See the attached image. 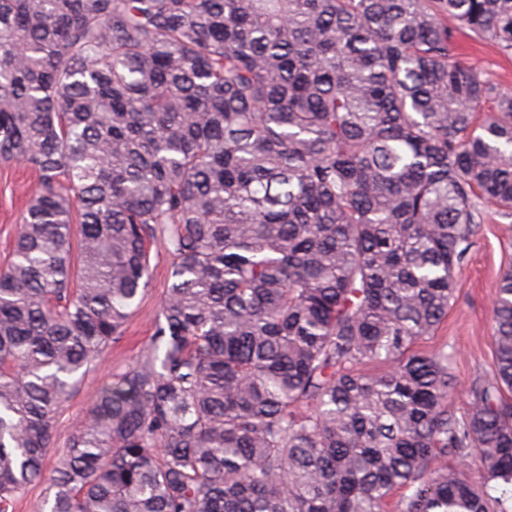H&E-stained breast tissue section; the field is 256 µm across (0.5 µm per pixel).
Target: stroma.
<instances>
[{
  "label": "stroma",
  "instance_id": "stroma-1",
  "mask_svg": "<svg viewBox=\"0 0 512 512\" xmlns=\"http://www.w3.org/2000/svg\"><path fill=\"white\" fill-rule=\"evenodd\" d=\"M460 58L486 73L502 89L512 90V56L474 42L458 33ZM37 183L30 168L17 162L0 163V268L12 258L18 226ZM151 280L138 309L129 319L124 335L103 353L90 372L71 393L61 409L51 447L65 448L91 404L98 387L111 373L133 362L155 331V318L168 284L170 257L161 242L149 245ZM512 266V218L490 216L477 228L473 245L458 276L457 290L448 317L437 339L456 352L453 373L457 387L451 407L464 412L472 379L488 370L493 360L492 300L499 275Z\"/></svg>",
  "mask_w": 512,
  "mask_h": 512
}]
</instances>
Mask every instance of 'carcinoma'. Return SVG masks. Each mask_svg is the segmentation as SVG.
Listing matches in <instances>:
<instances>
[{"instance_id": "cac0c4a2", "label": "carcinoma", "mask_w": 512, "mask_h": 512, "mask_svg": "<svg viewBox=\"0 0 512 512\" xmlns=\"http://www.w3.org/2000/svg\"><path fill=\"white\" fill-rule=\"evenodd\" d=\"M459 29L512 54V0H0V162L38 173L0 269V512L39 481L42 512H512V267L461 415L455 352L414 349L512 216V92ZM156 238L154 336L49 466Z\"/></svg>"}]
</instances>
